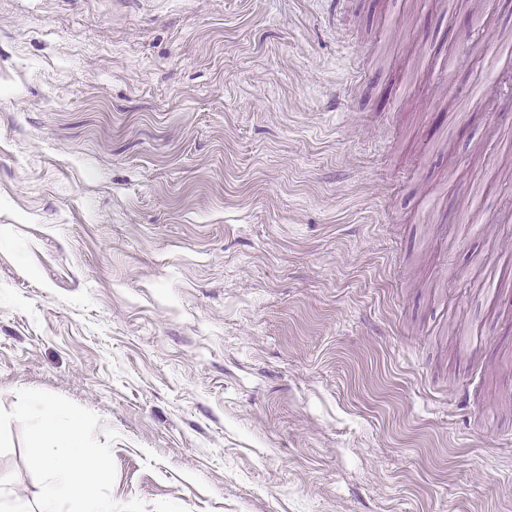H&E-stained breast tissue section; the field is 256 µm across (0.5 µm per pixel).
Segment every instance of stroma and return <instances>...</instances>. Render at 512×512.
I'll return each mask as SVG.
<instances>
[{"mask_svg": "<svg viewBox=\"0 0 512 512\" xmlns=\"http://www.w3.org/2000/svg\"><path fill=\"white\" fill-rule=\"evenodd\" d=\"M505 37L512 0H0V407L96 413L146 512H512Z\"/></svg>", "mask_w": 512, "mask_h": 512, "instance_id": "stroma-1", "label": "stroma"}]
</instances>
